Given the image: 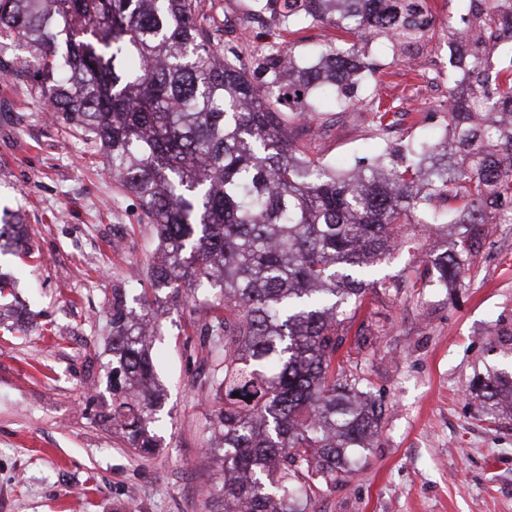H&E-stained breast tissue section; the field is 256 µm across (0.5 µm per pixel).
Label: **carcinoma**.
<instances>
[{"mask_svg": "<svg viewBox=\"0 0 512 512\" xmlns=\"http://www.w3.org/2000/svg\"><path fill=\"white\" fill-rule=\"evenodd\" d=\"M291 29L327 24L353 39L297 56L279 42L254 50V69L203 0H0V72L27 85L100 155L112 181L140 200L155 228L153 290L183 282L213 310L202 325L215 348L209 448L223 473L219 512H306L303 487L339 481L383 411L354 401L362 378L336 354L362 307L366 280L422 224L444 235L436 282L460 281L483 225L512 224V58L497 66L512 0H467L448 32L475 37L451 66L447 140L387 146L338 173L293 142L296 122L321 119L320 96L356 109L353 88L375 80L367 46L392 55L428 38L427 0H252ZM375 127L390 110L373 99ZM24 224L0 216V257L29 254ZM142 313L112 289V420L129 447L155 452L160 407ZM488 408L512 399V379L478 380ZM238 396H233V393Z\"/></svg>", "mask_w": 512, "mask_h": 512, "instance_id": "cac0c4a2", "label": "carcinoma"}]
</instances>
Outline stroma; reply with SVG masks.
Here are the masks:
<instances>
[{
    "label": "stroma",
    "instance_id": "1",
    "mask_svg": "<svg viewBox=\"0 0 512 512\" xmlns=\"http://www.w3.org/2000/svg\"><path fill=\"white\" fill-rule=\"evenodd\" d=\"M225 22L248 21L247 50L277 40L297 53L338 41L319 24L283 30L271 14L246 17L248 0H203ZM377 93L391 108L378 136L368 90L353 112L334 99L323 124L300 133L309 154L342 171L400 139L437 143L446 103L417 96L411 63L377 40ZM19 213L34 246L12 259L15 287L0 295V512H216L207 448L214 355L201 332L208 308L186 292L152 298L150 337L163 406L142 456L112 424V291L149 285L157 248L138 200L121 193L83 138L47 119L24 84L0 74V211ZM413 256L399 251L368 289L341 349L383 406L349 474L313 487L307 512H512V414L488 418L474 381L512 370V224H489L456 287H411Z\"/></svg>",
    "mask_w": 512,
    "mask_h": 512
}]
</instances>
